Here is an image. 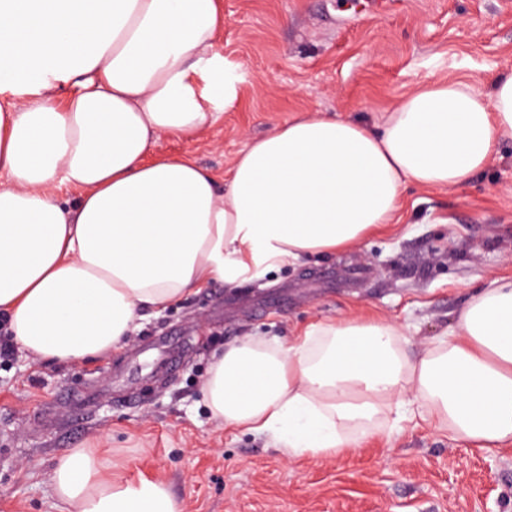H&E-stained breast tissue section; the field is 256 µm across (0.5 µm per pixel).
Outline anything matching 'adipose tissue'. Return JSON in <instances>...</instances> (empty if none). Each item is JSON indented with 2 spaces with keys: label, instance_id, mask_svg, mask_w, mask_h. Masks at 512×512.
Instances as JSON below:
<instances>
[{
  "label": "adipose tissue",
  "instance_id": "obj_1",
  "mask_svg": "<svg viewBox=\"0 0 512 512\" xmlns=\"http://www.w3.org/2000/svg\"><path fill=\"white\" fill-rule=\"evenodd\" d=\"M222 0H0V313L30 355L125 343L142 311L354 249L402 190L457 187L512 140V74L414 87L377 127L302 112L250 139L224 179L153 154L203 138L236 101L215 50ZM81 191L76 203L57 191ZM212 417L289 457L356 447L389 414L428 416L491 450L512 442V278L472 295L413 354L402 328L350 314L283 344L228 346L203 383ZM64 512H178L168 488L116 481L95 448L54 467Z\"/></svg>",
  "mask_w": 512,
  "mask_h": 512
}]
</instances>
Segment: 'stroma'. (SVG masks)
I'll return each instance as SVG.
<instances>
[{"label":"stroma","mask_w":512,"mask_h":512,"mask_svg":"<svg viewBox=\"0 0 512 512\" xmlns=\"http://www.w3.org/2000/svg\"><path fill=\"white\" fill-rule=\"evenodd\" d=\"M218 52L237 102L199 142L155 152L224 174L249 138L303 111L375 125L416 85L512 71V0H223ZM512 277V141L446 190L406 185L397 223L352 251L317 255L228 289L216 283L89 361L22 348L0 358V512H61L51 474L83 445L116 480L166 484L180 512H512V447L474 448L422 418L388 416L351 452L288 457L212 418L201 387L249 336L291 341L354 311L406 327L414 351L470 295Z\"/></svg>","instance_id":"obj_1"}]
</instances>
